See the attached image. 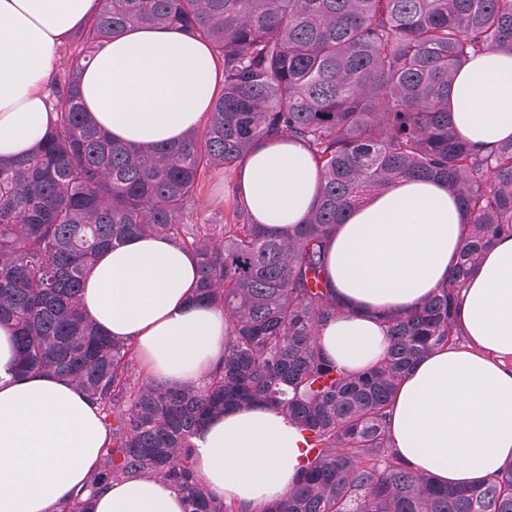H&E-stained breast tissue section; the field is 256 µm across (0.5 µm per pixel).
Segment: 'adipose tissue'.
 I'll return each mask as SVG.
<instances>
[{
	"label": "adipose tissue",
	"instance_id": "1",
	"mask_svg": "<svg viewBox=\"0 0 512 512\" xmlns=\"http://www.w3.org/2000/svg\"><path fill=\"white\" fill-rule=\"evenodd\" d=\"M101 0H0V158L28 154L54 114L48 87L65 38ZM219 79L205 43L176 29L132 27L101 44L80 81L83 108L109 137L140 147L199 127ZM458 134L485 151L512 139V54L488 50L448 93ZM255 223L287 232L304 223L318 189L306 150L258 147L237 175ZM468 216L444 182L406 179L348 211L327 252L348 312L319 330L325 355L349 372L387 349L383 319L429 298L448 278ZM196 258L160 237L102 252L86 278L84 309L99 330L134 343L152 379L201 383L224 355V312L197 304ZM461 341L416 364L395 392L389 430L414 470L443 485H475L512 464V237L481 253L456 308ZM13 332L0 325V512H60L84 490L109 442L96 404L72 382L16 376ZM303 437L263 405L231 411L195 437L193 468L209 492L260 512L287 494ZM93 512H187L166 481L107 486Z\"/></svg>",
	"mask_w": 512,
	"mask_h": 512
}]
</instances>
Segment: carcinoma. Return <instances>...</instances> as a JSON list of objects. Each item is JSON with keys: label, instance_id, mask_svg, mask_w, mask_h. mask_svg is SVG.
<instances>
[{"label": "carcinoma", "instance_id": "obj_1", "mask_svg": "<svg viewBox=\"0 0 512 512\" xmlns=\"http://www.w3.org/2000/svg\"><path fill=\"white\" fill-rule=\"evenodd\" d=\"M176 28L222 61L203 128L142 149L86 116L78 72L126 28ZM512 52V0H105L74 36L50 85L54 121L32 155L0 160V323L16 372L75 382L110 433L89 477L155 476L189 512H245L211 496L193 439L228 410L266 405L304 437L296 482L262 512H512V464L478 485L442 486L397 453L388 421L413 365L459 342L454 305L479 253L512 235V141L484 152L459 137L448 90L486 50ZM288 138L314 163L307 220L284 236L244 201L224 221L194 211L201 176L231 172L259 144ZM437 179L469 215L448 281L385 319L389 346L349 373L318 341L346 313L326 267L330 236L366 195ZM132 236L197 258L194 299L224 310V358L199 386L133 379L132 344L82 308L102 251Z\"/></svg>", "mask_w": 512, "mask_h": 512}]
</instances>
